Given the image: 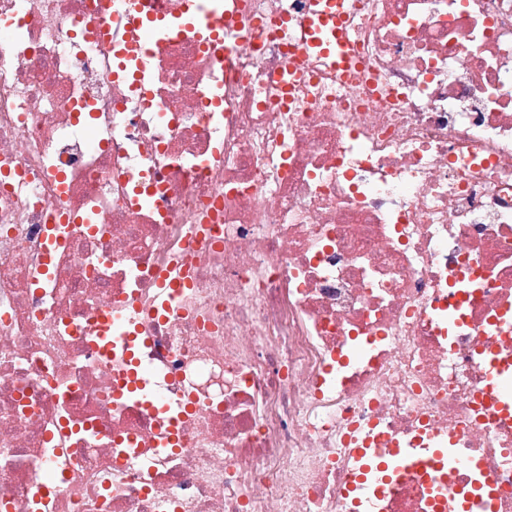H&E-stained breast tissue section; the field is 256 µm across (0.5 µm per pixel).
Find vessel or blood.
I'll return each mask as SVG.
<instances>
[{
    "mask_svg": "<svg viewBox=\"0 0 512 512\" xmlns=\"http://www.w3.org/2000/svg\"><path fill=\"white\" fill-rule=\"evenodd\" d=\"M312 5L304 50L319 51L332 57L340 67H347L350 56L342 40L344 0H312ZM485 363L488 384L481 397L496 404L501 414H508L512 411V361L489 357ZM354 456L355 469L344 493L347 502L381 498L406 474L415 473L430 484V512H470L475 502L480 504L481 512H495V487L481 475L473 482L471 491L456 502H449L448 486L458 466L465 463L452 441L430 438L418 449L389 448L379 437L355 449Z\"/></svg>",
    "mask_w": 512,
    "mask_h": 512,
    "instance_id": "b4317fda",
    "label": "vessel or blood"
}]
</instances>
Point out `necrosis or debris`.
Listing matches in <instances>:
<instances>
[{"instance_id":"necrosis-or-debris-1","label":"necrosis or debris","mask_w":512,"mask_h":512,"mask_svg":"<svg viewBox=\"0 0 512 512\" xmlns=\"http://www.w3.org/2000/svg\"><path fill=\"white\" fill-rule=\"evenodd\" d=\"M0 0V512H350L373 432L512 512V0ZM224 21L216 57L211 19ZM407 476L365 512H427ZM345 0H313L308 37L301 51L316 50L332 57L340 67H347L351 56L347 53L342 35L345 26ZM488 368V384L481 394L486 402L499 407L503 416L512 415V361L494 357H485Z\"/></svg>"}]
</instances>
